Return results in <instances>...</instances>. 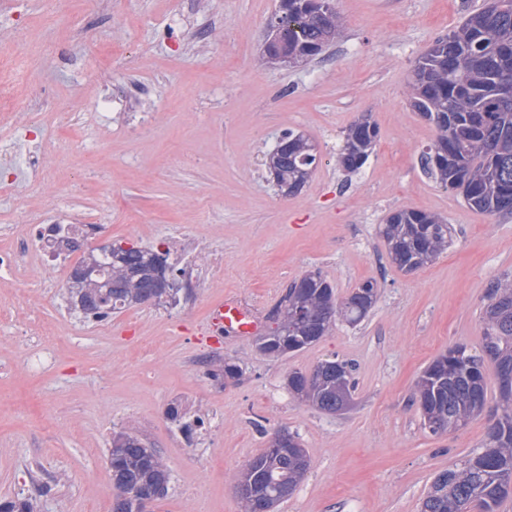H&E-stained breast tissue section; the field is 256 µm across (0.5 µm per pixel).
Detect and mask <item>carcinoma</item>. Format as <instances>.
Wrapping results in <instances>:
<instances>
[{
	"instance_id": "1",
	"label": "carcinoma",
	"mask_w": 512,
	"mask_h": 512,
	"mask_svg": "<svg viewBox=\"0 0 512 512\" xmlns=\"http://www.w3.org/2000/svg\"><path fill=\"white\" fill-rule=\"evenodd\" d=\"M317 12L328 14L334 27L340 18L333 0H279L277 16L288 51L302 63L317 56L324 30ZM512 0H496L468 15L462 24L437 38L413 70L410 105L436 130L435 142L423 151L422 169L468 207L491 215L512 213ZM379 137L370 115L350 124L337 157L340 168L359 171ZM272 176L288 195L300 193L316 167L313 142L302 133L282 135L272 150ZM381 234L389 258L413 272L448 247L451 227L435 214L396 210L385 218ZM169 267L154 253L138 247H112V265L100 281L92 258L74 273L69 298L87 317L119 313L149 302L159 303L171 289L160 286ZM378 285L365 281L343 298L318 271L294 280L276 307V327L260 337L258 350L282 358L319 342L342 321H362L377 300ZM482 339L476 352L454 346L433 360L416 382L413 402L422 426L433 435L466 426L478 412L472 396L487 399L486 364L495 371L501 417L488 432L482 451L463 467L435 475L420 512H499L512 497V275L492 280L481 311ZM288 390L316 409L334 414L349 401L354 382L348 363L324 360L313 373L293 371ZM108 464L117 491L112 512H140L143 495L163 498L170 475L160 453L140 435L120 431L112 436ZM311 466L295 433L288 442L268 440L266 448L234 475L243 512H274ZM0 512H39L35 498L4 500Z\"/></svg>"
}]
</instances>
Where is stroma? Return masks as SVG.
<instances>
[{"label": "stroma", "mask_w": 512, "mask_h": 512, "mask_svg": "<svg viewBox=\"0 0 512 512\" xmlns=\"http://www.w3.org/2000/svg\"><path fill=\"white\" fill-rule=\"evenodd\" d=\"M487 0H334L342 22L323 55L293 66L263 57L277 0H0V27L17 32L20 77L0 78L22 98L112 118L87 150L76 130L43 117L51 174L30 187L22 173L0 196V223L26 207L65 200L85 223L111 221L112 242L149 247L185 229L224 252L223 285L205 288L193 310L128 308L108 331L77 329L53 355L19 336L17 308L0 290V497L42 486L41 512H112L107 471L112 435L136 432L170 470L152 512H241L233 477L277 430L298 434L311 469L274 512H419L433 477L485 445L498 408L454 433L424 430L412 393L448 348L478 349L489 282L512 274V215L470 209L420 166L435 130L408 104L416 61ZM361 114L379 140L355 174L337 164L344 131ZM300 131L321 161L300 194L268 180L277 138ZM416 209L454 229L448 250L404 273L378 233L386 216ZM320 272L345 297L372 280L375 305L357 325L335 327L283 358L256 338H209L214 306L227 298L273 309L287 285ZM239 362V379L195 375L213 354ZM339 359L353 367L347 406L321 412L288 390L289 372ZM186 419L217 410L209 446H184L168 409Z\"/></svg>", "instance_id": "stroma-1"}]
</instances>
